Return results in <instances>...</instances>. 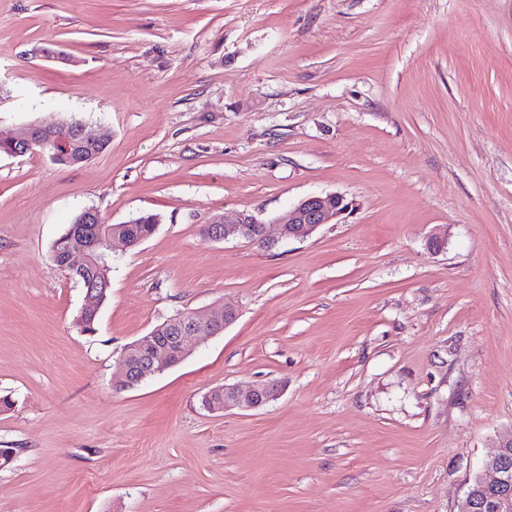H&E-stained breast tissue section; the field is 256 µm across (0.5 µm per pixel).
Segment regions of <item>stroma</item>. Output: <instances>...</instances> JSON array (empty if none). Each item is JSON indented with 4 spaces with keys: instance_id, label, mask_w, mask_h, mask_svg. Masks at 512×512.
<instances>
[{
    "instance_id": "1",
    "label": "stroma",
    "mask_w": 512,
    "mask_h": 512,
    "mask_svg": "<svg viewBox=\"0 0 512 512\" xmlns=\"http://www.w3.org/2000/svg\"><path fill=\"white\" fill-rule=\"evenodd\" d=\"M71 116L91 161L0 154V512H459L512 433V0H0V135ZM330 193L341 223L277 238ZM87 208L160 218L91 334L50 259ZM242 211L272 246L202 235ZM223 307L117 390L128 344ZM236 318V311L231 308L210 315L198 311L176 312L150 334L125 348L120 361L122 386H137L156 373L178 364L188 354V339L218 335ZM163 331L170 336H166L165 344H158L156 333ZM211 393H217L224 396V402L221 405L214 403ZM277 396V388L273 385L258 383L247 390L239 389L235 386L224 385L212 390L204 400V407L212 412H223L229 408L255 409L265 405Z\"/></svg>"
}]
</instances>
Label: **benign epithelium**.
<instances>
[{
    "mask_svg": "<svg viewBox=\"0 0 512 512\" xmlns=\"http://www.w3.org/2000/svg\"><path fill=\"white\" fill-rule=\"evenodd\" d=\"M64 143L65 150H70L71 142L55 134V126H43L35 132L27 129L18 136L0 140L13 147L9 155L21 157L50 141ZM352 208V203L340 194L310 196L288 210V214L278 220L280 236L299 239L309 235L323 224H335L338 218ZM207 237L215 242L233 238L255 239L270 243L266 225L253 214L239 212L229 219L217 214L210 220ZM121 240L132 247L141 242L128 233V225L120 224L112 228V233L105 239L107 254H112V242ZM71 275H80L94 267L100 281L85 292L84 308L99 313L107 298V284L110 283L109 266L104 258L94 257L89 250L80 245L69 251L63 264ZM237 318L236 311L226 308L219 314H204L198 311H178L153 332L129 344L122 355L120 367L121 383L126 388L141 384L147 378L164 371L181 362L188 354V339L194 336H215L224 331ZM166 332V343L156 342V333ZM214 392L224 397V402L217 405L214 398L206 396L204 407L212 412H222L229 408L255 409L265 405L277 396V388L258 383L247 390L235 386H222ZM460 512H512V437L503 440L497 453L485 464V473L478 476L474 487L465 495Z\"/></svg>",
    "mask_w": 512,
    "mask_h": 512,
    "instance_id": "benign-epithelium-1",
    "label": "benign epithelium"
}]
</instances>
